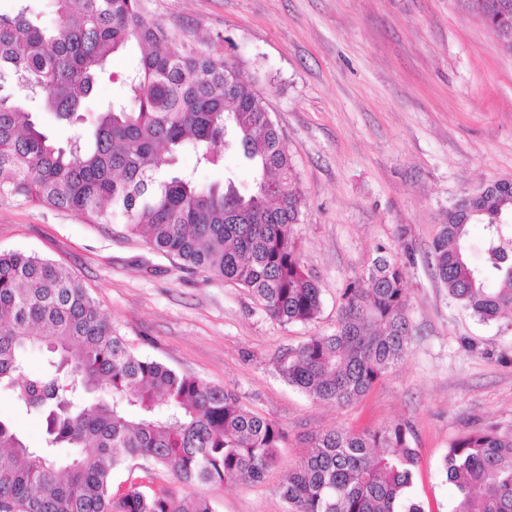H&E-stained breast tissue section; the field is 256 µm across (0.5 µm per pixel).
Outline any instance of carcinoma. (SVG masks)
<instances>
[{
	"mask_svg": "<svg viewBox=\"0 0 512 512\" xmlns=\"http://www.w3.org/2000/svg\"><path fill=\"white\" fill-rule=\"evenodd\" d=\"M59 25H37L28 9L0 13V201L17 200L114 220L152 250L250 292L281 323H311L321 288L293 236L304 200L292 157L264 97L219 52L224 37L175 38L145 0H51ZM496 35L494 0H476ZM130 44L140 56L124 74L129 98L88 110L111 57ZM39 103L74 129L63 147L23 102ZM224 165L232 150L250 171L201 183L177 167ZM484 226L481 266L469 257L468 227ZM437 278L482 321L512 312V188L496 184L448 209L433 240ZM407 283L401 264L377 255L344 288L336 327L310 337L279 373L316 402L345 405L368 392L409 348ZM38 346L53 372L32 374ZM45 418L42 446L27 445L0 418V512H214L210 497L156 492L136 474L147 461L186 489L260 481L278 462L282 429L240 398L135 354L75 277L23 252H0V389ZM412 431L330 430L309 444L282 489L287 512H423L412 500ZM71 448L61 458L57 449ZM456 490L451 512H512V433L458 437L444 457ZM124 485L113 489V474Z\"/></svg>",
	"mask_w": 512,
	"mask_h": 512,
	"instance_id": "1",
	"label": "carcinoma"
}]
</instances>
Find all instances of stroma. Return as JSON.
I'll list each match as a JSON object with an SVG mask.
<instances>
[{"mask_svg":"<svg viewBox=\"0 0 512 512\" xmlns=\"http://www.w3.org/2000/svg\"><path fill=\"white\" fill-rule=\"evenodd\" d=\"M175 36L225 38L224 54L263 92L306 205L294 237L322 291L319 318L283 324L246 290L125 237L117 224L0 201V251L68 268L138 355L234 391L277 423L278 465L249 485L201 487L216 512H285L288 475L311 438L408 424L413 495L450 512L449 443L512 430V328L452 302L432 266L448 209L512 180V52L470 0H147ZM399 260L411 328L402 363L346 406L315 403L278 366L332 332L341 295L378 250Z\"/></svg>","mask_w":512,"mask_h":512,"instance_id":"1","label":"stroma"}]
</instances>
